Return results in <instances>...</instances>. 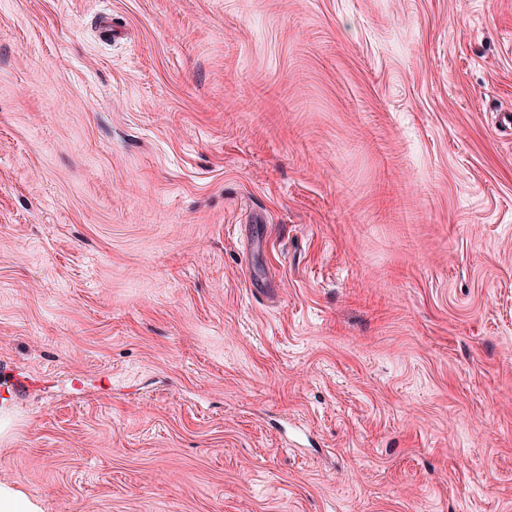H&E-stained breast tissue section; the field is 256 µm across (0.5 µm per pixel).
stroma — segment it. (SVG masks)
Masks as SVG:
<instances>
[{
	"label": "stroma",
	"instance_id": "35a3bbf8",
	"mask_svg": "<svg viewBox=\"0 0 512 512\" xmlns=\"http://www.w3.org/2000/svg\"><path fill=\"white\" fill-rule=\"evenodd\" d=\"M510 114L512 0H0V485L512 512Z\"/></svg>",
	"mask_w": 512,
	"mask_h": 512
}]
</instances>
